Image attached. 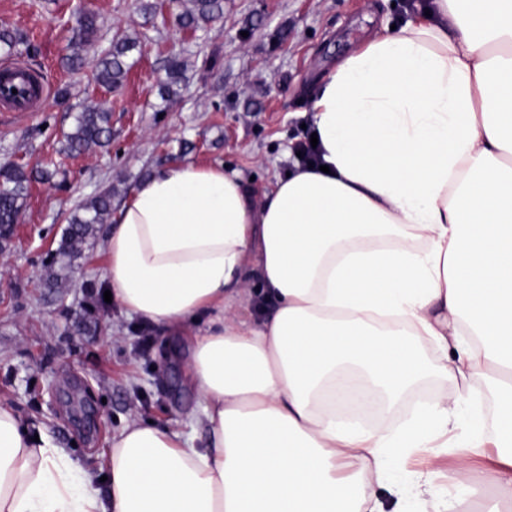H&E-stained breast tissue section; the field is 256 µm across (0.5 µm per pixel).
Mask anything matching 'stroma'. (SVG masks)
<instances>
[{
	"label": "stroma",
	"mask_w": 512,
	"mask_h": 512,
	"mask_svg": "<svg viewBox=\"0 0 512 512\" xmlns=\"http://www.w3.org/2000/svg\"><path fill=\"white\" fill-rule=\"evenodd\" d=\"M156 5L145 15L144 4ZM187 0H0V30L19 40L12 57L38 71L48 92L31 112L0 109V166L51 161L54 183H32L16 236L0 252V403L30 431L101 470L112 435L129 419L207 432L188 383L183 337L163 333L104 302L103 237L83 248L66 287H49L45 266L78 203L111 189L120 208L155 169L187 161L239 170L263 193L288 170L303 140L305 97L319 71L415 11V0H224L223 18L183 27ZM98 29L80 72L63 68L77 12ZM144 34L123 84L94 82L96 60ZM185 62L177 95L162 98L171 55ZM68 89L60 97V89ZM111 114L112 143L72 156L65 137L84 106Z\"/></svg>",
	"instance_id": "35a3bbf8"
}]
</instances>
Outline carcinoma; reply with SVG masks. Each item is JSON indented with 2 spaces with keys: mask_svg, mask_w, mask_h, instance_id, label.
<instances>
[{
  "mask_svg": "<svg viewBox=\"0 0 512 512\" xmlns=\"http://www.w3.org/2000/svg\"><path fill=\"white\" fill-rule=\"evenodd\" d=\"M224 14V0H190L179 19L185 27H197ZM97 18L81 14L76 20L71 38V53L65 65L72 71L84 66V52L93 42L97 31ZM140 45L136 39L125 38L112 45L101 56L94 68L93 78L108 89L119 87L126 78L131 64L129 53ZM110 113L99 105L84 107L75 118L73 130L66 136V149L82 154L95 147H103L110 141ZM53 173L48 169L28 170L20 165L0 168V245L8 243L13 229L25 209L31 183L49 181ZM112 215V189L97 192L70 212L67 228L50 262L46 265V281L58 285L67 278L68 269L79 255L80 245L95 238L99 225L107 223Z\"/></svg>",
  "mask_w": 512,
  "mask_h": 512,
  "instance_id": "carcinoma-1",
  "label": "carcinoma"
}]
</instances>
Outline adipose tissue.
<instances>
[{
	"instance_id": "1",
	"label": "adipose tissue",
	"mask_w": 512,
	"mask_h": 512,
	"mask_svg": "<svg viewBox=\"0 0 512 512\" xmlns=\"http://www.w3.org/2000/svg\"><path fill=\"white\" fill-rule=\"evenodd\" d=\"M429 10L317 78L318 166L257 196L238 171L187 162L115 213L108 288L186 338L209 447L131 421L102 489L0 404V512H385L387 485L435 512L480 484L512 501V0ZM252 279L273 304L260 323L237 314ZM430 375L451 390L398 428L337 411L350 392L395 404ZM451 432L495 448V466L392 483Z\"/></svg>"
}]
</instances>
